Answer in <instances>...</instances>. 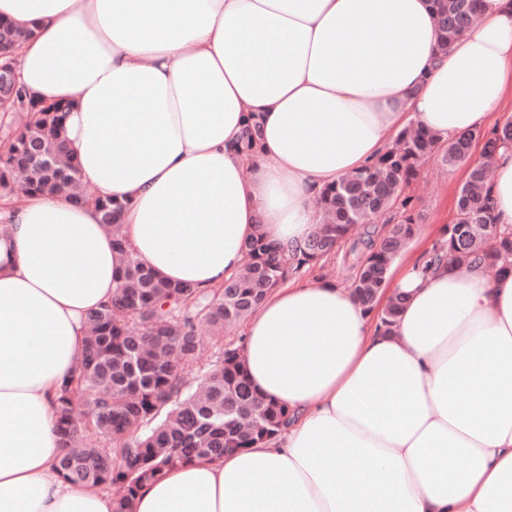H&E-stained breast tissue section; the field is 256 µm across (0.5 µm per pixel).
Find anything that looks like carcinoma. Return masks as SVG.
Instances as JSON below:
<instances>
[{"label":"carcinoma","mask_w":512,"mask_h":512,"mask_svg":"<svg viewBox=\"0 0 512 512\" xmlns=\"http://www.w3.org/2000/svg\"><path fill=\"white\" fill-rule=\"evenodd\" d=\"M481 0H432L442 32L441 50L477 20ZM34 100L18 89L7 106L26 111L25 122L0 145V198L26 194L61 196L92 205L123 256L122 277L112 302L86 317L83 359L57 397L58 429L67 451L56 470L67 482L81 487L111 485L117 489L113 512H133L134 497L144 483L161 478L174 466L197 459H216L229 448H247L270 440L292 420L288 408L258 396L243 369L241 347L228 344L204 370L201 383H185V366L207 355L196 336L203 321L219 333L224 325L249 315L269 291L288 274L309 269L340 251L352 227L370 224L372 217L392 208L408 210L403 185L418 173L422 161L440 150L453 167L470 155L472 141L483 140L484 161L469 165L457 195L456 221L443 229L428 251L459 269L474 259L491 267L512 264V234L495 224L491 212L490 178L485 162L500 147L512 144V119L484 136L471 131L444 145L423 129L408 127L395 145L370 168L349 174L324 189L319 222L309 240L291 252L269 244L258 234L244 243L245 263L228 278L227 287L202 291L171 283L147 267L128 247L119 224L123 204L78 188V162L60 136L61 114L32 110ZM69 169L57 179L34 161L30 150ZM415 231L408 216L381 232L353 243L359 251L358 269L350 288L367 310L378 311L381 325L396 320L401 299L380 306L390 269ZM112 444L86 446L84 433Z\"/></svg>","instance_id":"1"}]
</instances>
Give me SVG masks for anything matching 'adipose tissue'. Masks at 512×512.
<instances>
[{"mask_svg": "<svg viewBox=\"0 0 512 512\" xmlns=\"http://www.w3.org/2000/svg\"><path fill=\"white\" fill-rule=\"evenodd\" d=\"M0 18L33 29L19 83L68 107L80 177L123 203L133 252L203 290L256 234L302 244L320 192L405 128L482 129L512 86V0H483L444 54L430 0H0ZM494 164L512 230V147ZM120 277L93 207L0 200V512H112L56 470V397ZM389 293L384 328L336 281L274 289L242 359L291 426L170 469L134 512H512V271L417 262Z\"/></svg>", "mask_w": 512, "mask_h": 512, "instance_id": "obj_1", "label": "adipose tissue"}]
</instances>
